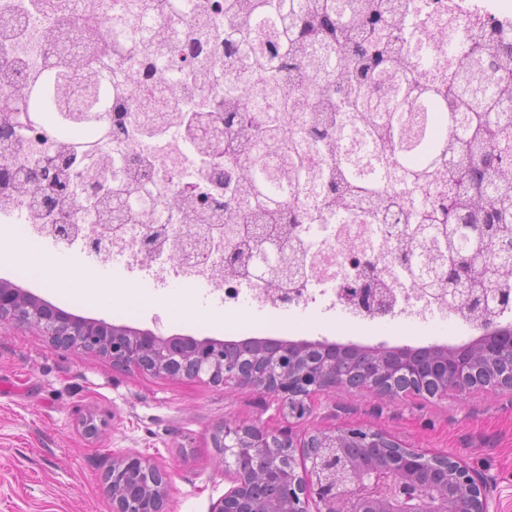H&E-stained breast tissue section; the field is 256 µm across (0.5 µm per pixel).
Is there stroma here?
Returning a JSON list of instances; mask_svg holds the SVG:
<instances>
[{
	"label": "stroma",
	"instance_id": "stroma-1",
	"mask_svg": "<svg viewBox=\"0 0 512 512\" xmlns=\"http://www.w3.org/2000/svg\"><path fill=\"white\" fill-rule=\"evenodd\" d=\"M117 287L139 286L121 303L81 297L48 283L39 268L0 266V281L29 291L72 315L197 339L272 338L329 341L362 347H457L479 333L451 320L426 323L394 314L357 322L329 299L302 309L287 306L254 321L229 316L202 323L185 309L196 287L163 286L144 272L107 267ZM176 293L167 309L153 296ZM312 413L296 419L280 401L250 387L178 380L114 370L107 358L53 349L47 336L21 325L0 330V512H112L101 476L115 455L151 457L171 477L170 512H211L230 486L224 457L211 444L225 421L299 434L363 424L429 454L455 453L497 482L490 512H512V391L449 392L439 398L379 404L369 393L336 388L315 397ZM89 414L106 421L98 437L81 426Z\"/></svg>",
	"mask_w": 512,
	"mask_h": 512
}]
</instances>
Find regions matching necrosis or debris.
<instances>
[{
  "instance_id": "1",
  "label": "necrosis or debris",
  "mask_w": 512,
  "mask_h": 512,
  "mask_svg": "<svg viewBox=\"0 0 512 512\" xmlns=\"http://www.w3.org/2000/svg\"><path fill=\"white\" fill-rule=\"evenodd\" d=\"M0 0V70L14 68L19 80L41 74L47 58L63 51L80 56L78 43L56 45L48 37L51 30L67 27L80 29L87 18H95L100 41L125 45L122 55H109L96 70L99 84L105 88L125 89L124 97L130 120L125 136L116 138L98 134L91 150L83 157L79 177L75 178L73 196L80 203L73 219L74 231L65 248H79L82 254L108 263L118 262L128 270L149 271L162 284H195L209 293L220 295L226 308L236 310L242 303L277 311L283 306L278 289L269 281L251 275L233 276L224 271V254L217 251V233L208 232L207 221L185 220L176 200L190 191L209 187L208 164L183 136L180 113L206 111L211 102L224 94L226 81H234L244 96L258 107L266 101L260 85L251 76L250 56H224V0L217 7L200 11V0H158L148 23H141L143 0H72L65 12L53 8V0ZM452 28L424 21L420 38L433 56L451 62L452 45L478 34L490 21L512 25V0H445ZM211 34V55L191 65L171 53L169 47L156 50L151 61L157 70L148 81H140L143 69L139 49L152 45L157 31L169 33L177 44L187 43L198 30ZM152 91L160 101L162 130L154 137L144 136L141 125L145 116L139 101L143 91ZM65 138L43 126H16V138L6 153L14 168L31 167L54 156ZM108 169L113 187L131 198L138 213L135 220L122 222L112 230L101 217L96 199L89 193L91 178ZM45 209L32 204L20 188L0 187V223L25 225L30 237L54 239ZM165 229L164 252L181 251L179 261L157 263L147 244L149 236ZM403 224L385 223L375 215L371 201L356 205L352 219L345 224L328 217L326 223L304 226L292 250L305 252L309 275L294 297L295 305L315 302L317 291H324L332 304L350 313L375 319V312L344 301L340 290L344 283L356 280L363 261H374L385 269L389 303L407 318L423 322L436 314H447L448 299L436 290L422 287L414 273L400 270L393 259L403 235Z\"/></svg>"
}]
</instances>
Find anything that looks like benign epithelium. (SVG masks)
<instances>
[{
    "label": "benign epithelium",
    "instance_id": "obj_1",
    "mask_svg": "<svg viewBox=\"0 0 512 512\" xmlns=\"http://www.w3.org/2000/svg\"><path fill=\"white\" fill-rule=\"evenodd\" d=\"M286 242L268 235L251 252L259 277L281 274ZM345 294L363 307L381 306L376 288L349 285ZM27 324L46 332L52 345L107 356L118 371L136 369L176 379L250 386L288 405L296 418L312 413V397L336 386L380 398H442L448 391L512 389V332L463 349H435L431 370L410 350H341L336 368L318 342H254L255 350L224 354L214 339L162 337L103 320H85L53 308L20 288L0 285V327ZM231 487L211 512H490L494 482L453 453L427 455L392 436L361 425L306 437L292 429L243 426L225 421L212 433ZM301 449L296 460L294 449ZM112 512H169V474L136 453L112 457L102 477ZM315 510H310V507Z\"/></svg>",
    "mask_w": 512,
    "mask_h": 512
}]
</instances>
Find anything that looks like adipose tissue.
Masks as SVG:
<instances>
[{"instance_id": "adipose-tissue-1", "label": "adipose tissue", "mask_w": 512, "mask_h": 512, "mask_svg": "<svg viewBox=\"0 0 512 512\" xmlns=\"http://www.w3.org/2000/svg\"><path fill=\"white\" fill-rule=\"evenodd\" d=\"M0 258L18 264H36L49 281H56L60 276L79 284L82 287L93 288L94 291L120 298L121 289L112 285V279L108 273L102 271L92 272L79 264L66 261L46 252H34L26 244L0 240Z\"/></svg>"}]
</instances>
